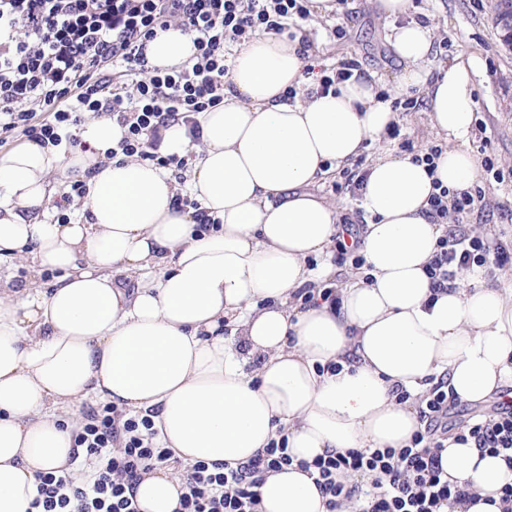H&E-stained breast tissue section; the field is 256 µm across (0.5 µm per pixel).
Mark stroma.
<instances>
[{
  "label": "stroma",
  "instance_id": "35a3bbf8",
  "mask_svg": "<svg viewBox=\"0 0 512 512\" xmlns=\"http://www.w3.org/2000/svg\"><path fill=\"white\" fill-rule=\"evenodd\" d=\"M411 4L410 18L429 17L437 25L435 62L469 59L474 63L475 132L471 150L487 152L512 166V52L503 48L494 24V0H484L480 9L474 0H411ZM338 25L345 31L340 38L332 34ZM299 29L309 41L312 57L325 67L355 61L360 70L380 78L382 90L394 92L399 65L386 40L391 24L377 14L371 0H345L337 13L325 17L310 14L300 21ZM399 119V138L381 145L368 144L346 166V173L364 172L380 149L398 152L406 141L418 151L443 144V137L429 126L424 107L400 113ZM476 182L485 192L488 207L471 215L470 224L477 231L512 242V182H497L483 172Z\"/></svg>",
  "mask_w": 512,
  "mask_h": 512
}]
</instances>
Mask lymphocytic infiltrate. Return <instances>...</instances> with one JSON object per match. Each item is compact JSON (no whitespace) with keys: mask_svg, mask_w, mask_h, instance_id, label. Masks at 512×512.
Segmentation results:
<instances>
[{"mask_svg":"<svg viewBox=\"0 0 512 512\" xmlns=\"http://www.w3.org/2000/svg\"><path fill=\"white\" fill-rule=\"evenodd\" d=\"M309 0H0V141L19 134L46 147H79L74 129L84 113L116 117L124 129L115 154L181 171L188 156L160 155L159 132L182 123L199 141L201 112L223 103L229 48L257 34L289 33L307 18ZM187 26L197 53L181 69L149 68L145 47L171 25ZM126 81L113 87V73ZM485 199L480 186L431 197L434 221L449 224L427 274L447 288L459 269L486 275L512 264V248L468 227ZM458 406L442 384L418 403L422 423L403 448L350 449L294 461L286 438L228 469L198 461L176 465L161 447L151 417L113 405L89 408L73 431L89 466L84 476L36 475L28 512H139L134 488L144 474L175 468L186 486L177 512H259L258 489L271 473L295 464L312 472L326 512H443L471 501L467 485L442 476L449 440L474 442L512 469V407L452 425Z\"/></svg>","mask_w":512,"mask_h":512,"instance_id":"1","label":"lymphocytic infiltrate"}]
</instances>
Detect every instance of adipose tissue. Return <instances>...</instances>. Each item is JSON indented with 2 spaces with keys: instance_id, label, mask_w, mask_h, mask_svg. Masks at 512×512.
<instances>
[{
  "instance_id": "1",
  "label": "adipose tissue",
  "mask_w": 512,
  "mask_h": 512,
  "mask_svg": "<svg viewBox=\"0 0 512 512\" xmlns=\"http://www.w3.org/2000/svg\"><path fill=\"white\" fill-rule=\"evenodd\" d=\"M394 20L389 38L400 89L426 96L429 122L449 147L435 171L412 156L378 157L361 198L364 266L339 284L336 304L306 305V288L334 273L339 207L309 193L398 122L375 78L355 74L322 93L298 41L259 34L234 46L224 101L185 127L163 131L160 151L195 149L186 185L150 161L109 159L122 129L86 118L83 149L61 155L29 141L0 153V263L31 254L52 288L0 275V512H26L39 472L76 470L72 408L93 397L130 414L152 413L163 447L181 464L232 467L283 437L294 465L270 474L262 512H324L312 477L297 467L328 451L401 448L419 429L417 402L438 379L476 403L512 386V290L480 269L433 293L425 268L446 225L429 216L434 182L467 188L478 172L471 63L426 67L434 23L407 21L411 0H373ZM194 36L174 26L149 42L150 66L194 57ZM304 92L290 102L288 89ZM84 181L80 214L56 223L63 193L52 174ZM188 190L220 223L197 231ZM150 272L135 288L121 275ZM339 372H327L330 363ZM408 400H399L398 391ZM440 464L468 484L475 505L494 501L512 470L474 443H449ZM185 487L171 470L144 475L142 512H176Z\"/></svg>"
}]
</instances>
